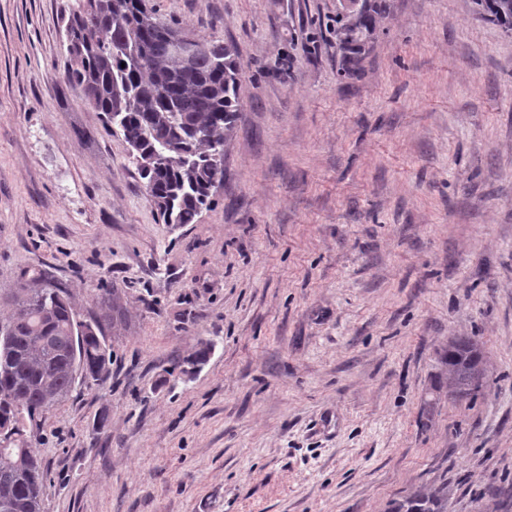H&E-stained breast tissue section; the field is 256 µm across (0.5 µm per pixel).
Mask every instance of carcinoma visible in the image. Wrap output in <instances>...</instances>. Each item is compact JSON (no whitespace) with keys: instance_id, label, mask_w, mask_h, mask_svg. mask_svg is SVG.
<instances>
[{"instance_id":"1","label":"carcinoma","mask_w":512,"mask_h":512,"mask_svg":"<svg viewBox=\"0 0 512 512\" xmlns=\"http://www.w3.org/2000/svg\"><path fill=\"white\" fill-rule=\"evenodd\" d=\"M474 4L512 31V0ZM379 14L374 0L345 8L336 16V40L361 53ZM178 35L147 0H74L65 24V83L123 136L164 224H192L210 205L242 109L234 45L204 41L186 64L171 52L170 38ZM21 280L31 288L15 289L14 314L0 323V441L15 438L24 447L0 456V512H41L46 473L34 448L39 418L77 380H100L111 360L101 321L84 324L45 271L24 269ZM439 361L454 397L476 395L485 374L477 342L455 337ZM391 512H448V498L441 488L423 487Z\"/></svg>"}]
</instances>
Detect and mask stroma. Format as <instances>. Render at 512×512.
I'll return each mask as SVG.
<instances>
[{"instance_id":"35a3bbf8","label":"stroma","mask_w":512,"mask_h":512,"mask_svg":"<svg viewBox=\"0 0 512 512\" xmlns=\"http://www.w3.org/2000/svg\"><path fill=\"white\" fill-rule=\"evenodd\" d=\"M382 2L353 59L343 0H148L243 64L224 182L165 224L63 83L71 0H0V321L45 270L112 354L42 417V512H512V31ZM440 363L448 379V390L456 398L475 396L482 387L485 374L483 353L469 337H455L440 354ZM448 498L442 488L423 487L397 502L390 512H447Z\"/></svg>"}]
</instances>
